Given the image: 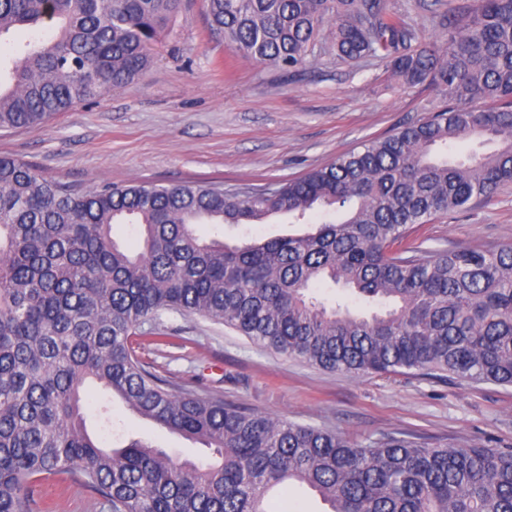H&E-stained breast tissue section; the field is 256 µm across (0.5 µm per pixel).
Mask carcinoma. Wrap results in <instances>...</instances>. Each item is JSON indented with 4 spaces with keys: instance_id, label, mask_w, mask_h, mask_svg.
Returning a JSON list of instances; mask_svg holds the SVG:
<instances>
[{
    "instance_id": "obj_1",
    "label": "carcinoma",
    "mask_w": 512,
    "mask_h": 512,
    "mask_svg": "<svg viewBox=\"0 0 512 512\" xmlns=\"http://www.w3.org/2000/svg\"><path fill=\"white\" fill-rule=\"evenodd\" d=\"M178 4L0 0V36L37 34L0 81V131H37L132 82ZM432 6L443 35L422 43L385 0H205L209 34L234 54L293 72L318 45L384 62L440 101L300 178L235 193L201 183L85 190L0 155V512H26L47 475L82 482L111 512H269L268 492L292 485L330 512H512V450L362 445L173 392L131 342L145 319L172 311L331 372L512 387V246L405 243L415 226L512 183V0ZM463 138L487 151L448 156ZM330 209L339 218L242 244L196 230L280 215L303 224ZM114 224L138 226V254L112 239ZM323 282L349 301L327 307L312 293ZM88 380L214 461L183 462L141 440L101 447L82 412Z\"/></svg>"
}]
</instances>
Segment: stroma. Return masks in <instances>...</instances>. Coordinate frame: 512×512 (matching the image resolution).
<instances>
[{"label": "stroma", "instance_id": "obj_1", "mask_svg": "<svg viewBox=\"0 0 512 512\" xmlns=\"http://www.w3.org/2000/svg\"><path fill=\"white\" fill-rule=\"evenodd\" d=\"M430 0H389L420 41H434L441 19ZM204 0H181L161 32L150 67L95 102L75 105L37 131L0 132V154L47 178L86 189L102 183L185 181L240 191L302 176L371 138L427 117L433 96L391 78L384 63L311 53L283 72L231 54L208 37ZM411 242L432 248L512 244V183L418 226ZM146 369L175 392L199 394L283 422L335 430L367 444L384 436L431 447L475 444L512 449V388L445 375L351 377L276 353L197 315L162 313L137 330ZM89 434L105 446L138 439L194 462L205 446L160 429L112 403L111 431L97 417L106 393L83 389ZM30 512H110L89 488L42 480Z\"/></svg>", "mask_w": 512, "mask_h": 512}]
</instances>
